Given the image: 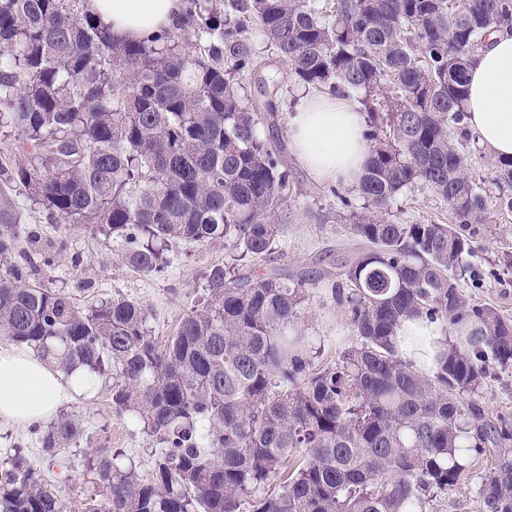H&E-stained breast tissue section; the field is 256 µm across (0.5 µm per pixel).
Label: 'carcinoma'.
Returning <instances> with one entry per match:
<instances>
[{
  "instance_id": "obj_1",
  "label": "carcinoma",
  "mask_w": 512,
  "mask_h": 512,
  "mask_svg": "<svg viewBox=\"0 0 512 512\" xmlns=\"http://www.w3.org/2000/svg\"><path fill=\"white\" fill-rule=\"evenodd\" d=\"M501 30L512 0H185L177 30L122 40L81 0H0V130L25 151L0 185V258L27 235L17 187L147 273L180 243L228 248L160 343L132 300L83 308L23 267L0 273V335L84 367L149 437L147 480L120 451L85 461L97 494L79 512H440L475 478L483 512H512V423L476 399L489 374L512 375V320L462 290L472 225L512 212V157L490 185L473 178L465 108L472 57ZM264 51L366 116L351 214L365 247L327 283L353 342L330 358L301 325L324 276L244 271L273 254L288 203L280 146L257 129L275 106L239 93ZM415 187L451 222L390 214ZM435 322L419 363L407 331ZM84 436L67 413L38 441L54 457ZM0 512H65L17 448Z\"/></svg>"
}]
</instances>
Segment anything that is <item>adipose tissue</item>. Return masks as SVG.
<instances>
[{"label":"adipose tissue","mask_w":512,"mask_h":512,"mask_svg":"<svg viewBox=\"0 0 512 512\" xmlns=\"http://www.w3.org/2000/svg\"><path fill=\"white\" fill-rule=\"evenodd\" d=\"M86 10L110 24L115 36L136 40L175 27L182 0H84ZM468 126L496 156H512V33H493L468 71ZM299 164L320 183L356 187L368 149L364 115L347 98L303 92L288 125ZM83 370L65 373L35 352L0 348V420L22 426L50 421L60 408L91 397Z\"/></svg>","instance_id":"obj_1"}]
</instances>
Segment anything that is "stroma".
<instances>
[{
	"mask_svg": "<svg viewBox=\"0 0 512 512\" xmlns=\"http://www.w3.org/2000/svg\"><path fill=\"white\" fill-rule=\"evenodd\" d=\"M266 84L252 83L246 90L250 104L265 101L268 93H277L280 115L275 124L261 123L262 138L280 143L288 166L290 192L288 205L274 218L281 229L271 258L256 262V273L277 270L288 275H318L335 272L343 255L360 249L361 241L342 219L344 207L360 210L362 201L354 190L344 185L330 187L314 181L297 162L290 146L286 116L295 112L293 103L299 87L274 89L281 79L283 67L278 63L264 69ZM404 220H436L447 222L448 209L433 194L414 188L400 195L392 206ZM24 217L31 233L21 240L12 265L26 266L29 257L39 263L32 269L33 284L58 291L76 304L124 297L141 304L147 313V325L157 340H165L176 330L180 318L196 305L202 293L203 275L213 266L223 263L224 244H181L169 254L170 263L163 275L156 276L137 270L122 260L116 245L103 243L88 231L54 223L47 212L32 203H25ZM471 263L482 287L464 286L469 302L495 307L512 319V270L499 262L502 251H512V214L489 208L486 219L477 227ZM81 256L80 265H73V256ZM302 322L311 335L320 338L326 354L348 345L351 328L340 308L326 303L327 291L313 288ZM84 421L94 430L90 441L81 444L78 456L89 459L105 450H117L135 461L140 474L150 470L149 439L140 427L126 416L115 412L106 392L100 391L89 400L75 403ZM21 447L28 458L37 460L41 469L56 478L60 493L68 507L95 492L91 475L85 468L64 474L56 460L44 455L32 429L0 423V456L11 446Z\"/></svg>",
	"mask_w": 512,
	"mask_h": 512,
	"instance_id": "35a3bbf8",
	"label": "stroma"
}]
</instances>
